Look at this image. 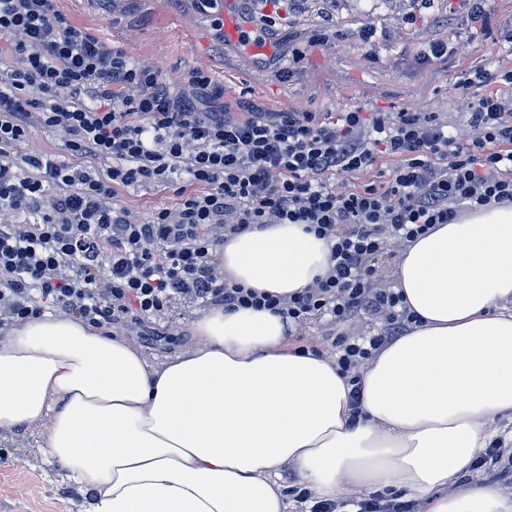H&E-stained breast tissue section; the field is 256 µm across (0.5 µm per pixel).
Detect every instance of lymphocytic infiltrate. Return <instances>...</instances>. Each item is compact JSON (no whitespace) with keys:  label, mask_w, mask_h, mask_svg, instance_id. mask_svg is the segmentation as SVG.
Segmentation results:
<instances>
[{"label":"lymphocytic infiltrate","mask_w":512,"mask_h":512,"mask_svg":"<svg viewBox=\"0 0 512 512\" xmlns=\"http://www.w3.org/2000/svg\"><path fill=\"white\" fill-rule=\"evenodd\" d=\"M61 0H0V328L45 307L94 327L164 319L176 305L267 309L294 335L338 329L323 349L352 386L359 367L414 317L381 260L467 212L512 203V93L467 114L471 138L442 111L269 112L220 104L205 67L177 83L75 27ZM61 151L22 152L35 126ZM360 183L337 189V176ZM178 197L136 215L129 188ZM269 224L330 239L325 278L280 296L228 279L217 252ZM371 320L368 330L348 327ZM300 500L309 512H414L350 493Z\"/></svg>","instance_id":"f902f5d3"}]
</instances>
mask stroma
<instances>
[{"label":"stroma","instance_id":"1","mask_svg":"<svg viewBox=\"0 0 512 512\" xmlns=\"http://www.w3.org/2000/svg\"><path fill=\"white\" fill-rule=\"evenodd\" d=\"M74 26L123 48L168 81L206 67L224 102H254L269 112L307 109L342 112L445 110L449 120L495 83L460 95L461 73L482 69L494 76L512 71V0H490L488 23L467 22L459 0H398L395 8L375 0H337L330 16L289 15L274 35V47L249 48L217 36L209 9L187 12L182 0H61ZM411 24H404L406 16ZM376 31L363 47L362 26ZM443 42L448 54L430 62L422 52ZM305 57L293 62V50ZM199 307L183 304L170 321L132 323L123 334L157 360L189 342L187 323ZM79 492L55 478L40 449L38 427L0 434V512H78Z\"/></svg>","mask_w":512,"mask_h":512}]
</instances>
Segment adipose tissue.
Masks as SVG:
<instances>
[{
  "label": "adipose tissue",
  "instance_id": "1",
  "mask_svg": "<svg viewBox=\"0 0 512 512\" xmlns=\"http://www.w3.org/2000/svg\"><path fill=\"white\" fill-rule=\"evenodd\" d=\"M301 224L229 238L231 280L289 296L329 270ZM394 286L409 332L360 368V403L328 357L292 345L281 316L209 307L160 362L125 336L55 312L0 331V433L37 424L80 512H290L284 481L332 499L402 492L421 512H512L463 483L512 417V205L408 243Z\"/></svg>",
  "mask_w": 512,
  "mask_h": 512
}]
</instances>
